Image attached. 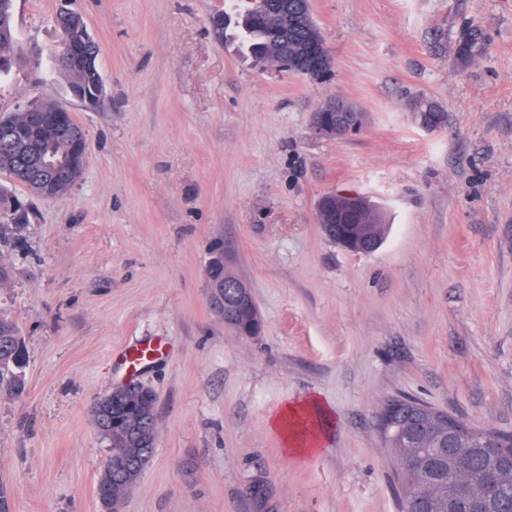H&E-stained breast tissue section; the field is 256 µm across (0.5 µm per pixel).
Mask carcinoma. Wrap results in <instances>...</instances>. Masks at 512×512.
<instances>
[{"instance_id": "obj_1", "label": "carcinoma", "mask_w": 512, "mask_h": 512, "mask_svg": "<svg viewBox=\"0 0 512 512\" xmlns=\"http://www.w3.org/2000/svg\"><path fill=\"white\" fill-rule=\"evenodd\" d=\"M0 23L8 27V35L0 36V77L10 73L19 64L20 55L14 52L17 40L14 23V0H0ZM240 34L248 43L256 60L275 64L283 69L299 59L313 44L323 41L320 29L314 20L310 0H250V6L238 21ZM65 32L72 40L81 42L89 38L81 15L70 11L66 17ZM461 39L470 43L466 53L457 57L466 61L484 53L487 36L478 26L463 29ZM52 73L62 77L71 95L80 101L95 106L105 95L104 84L98 67V54H90L76 63L58 67L49 62ZM408 108L415 123L428 131L444 127L448 113L433 98L416 95L408 101ZM340 112L348 123V130L359 133L365 125L366 113L353 102L342 98H330L323 102L312 114V119L322 122L333 111ZM30 126L29 113L9 112L0 114V174L6 183L0 184V224H25L28 212L16 202L12 187L19 184L16 172L22 165L20 145L15 143L19 134ZM39 143L56 159H67L75 152L72 139L52 135V130L44 128L39 134ZM386 224L380 213L364 201L353 228H345L338 238L332 240L337 246L346 242L362 244L369 248H380L385 240ZM27 365V350L18 334L15 323L0 317V391L19 396L25 391V378L21 377ZM389 405L422 407L429 413V420L415 427V448H441L445 445L444 426L454 425L459 432L460 444L465 448H492L500 460L512 456V434L498 430L476 428L463 418L439 410L423 401L409 396H396L386 400ZM99 434L111 446L126 449L125 457L112 456V466L103 467L96 485V496L102 512H112V503L125 498L138 484L148 464L151 454L147 449L154 448L156 436V400L152 391L136 393L123 399L120 408H107L104 412L92 415ZM408 433L396 436L382 433L386 448L396 462V475L401 490L402 501L413 496L420 497L428 492L422 482L418 468L411 465L406 457ZM255 492L252 500L262 512L270 499L268 481L254 479ZM484 482V470L474 469L462 475L453 468L443 473L437 484V492L443 506L453 502L468 512L470 502L468 489L479 487Z\"/></svg>"}]
</instances>
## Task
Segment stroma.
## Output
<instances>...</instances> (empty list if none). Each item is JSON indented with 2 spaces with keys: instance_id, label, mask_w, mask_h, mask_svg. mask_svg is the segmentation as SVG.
<instances>
[{
  "instance_id": "35a3bbf8",
  "label": "stroma",
  "mask_w": 512,
  "mask_h": 512,
  "mask_svg": "<svg viewBox=\"0 0 512 512\" xmlns=\"http://www.w3.org/2000/svg\"><path fill=\"white\" fill-rule=\"evenodd\" d=\"M333 62L317 82L255 62L211 17L224 0H15L21 51H49L80 13L105 97L14 69L0 110L34 99L82 124L89 156L63 197L18 189L25 224L0 228V316L28 353L26 392L0 393V482L11 512H100L109 445L94 403L124 383L119 354L161 345L137 379L157 395L156 447L125 512H402L381 404L412 396L512 433V0H311ZM488 38L469 63L445 39ZM448 123L419 128L410 96ZM345 97L363 131L319 138L312 112ZM369 198L390 226L369 255L329 243L319 197ZM221 246L251 288L261 335L212 308ZM305 411L312 455L271 421ZM282 417L283 415L275 417L272 421V424L277 430H279L282 433L287 450H290L291 452L298 454H314L319 450V448H316V445L314 443L310 441L305 442L303 440H299L294 436L293 433L284 428L282 423Z\"/></svg>"
}]
</instances>
